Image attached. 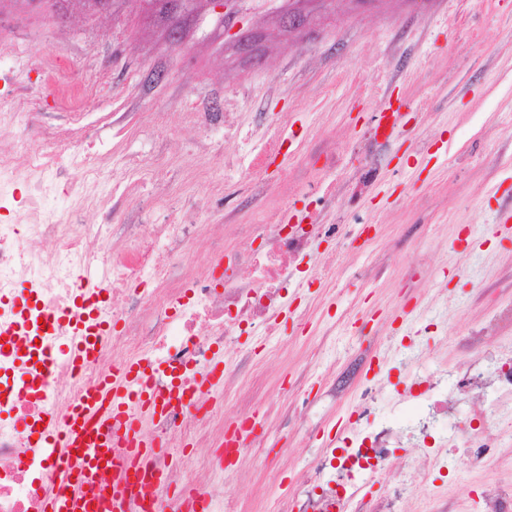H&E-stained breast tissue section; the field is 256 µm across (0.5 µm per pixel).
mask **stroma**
<instances>
[{
	"mask_svg": "<svg viewBox=\"0 0 512 512\" xmlns=\"http://www.w3.org/2000/svg\"><path fill=\"white\" fill-rule=\"evenodd\" d=\"M238 9L222 20L204 9L162 16L144 0L104 11L0 0V100L19 114L9 140L30 149L65 126L70 108L82 113L87 133L47 203L69 209L75 180L111 169L86 224L109 223L116 209L132 223L167 224L191 201L200 224L223 223L228 207L239 223H262L245 174L259 128L276 115L288 119V154L265 172L270 204L281 201L284 169L302 174L289 183L292 204L321 177L335 180V198L319 208L345 230L316 241L309 264L342 250L336 276L297 285L306 322L246 339L258 377L224 408L230 419L248 405L265 432L243 466L214 479L238 491L242 512H277L282 494L306 486L312 458L350 435L363 390L397 396L385 422L399 431L417 409L418 371L454 373L485 349L512 356L510 328L464 342L512 300V233L493 231L512 212V0H328L298 31L284 25L287 0ZM231 26L261 34L260 63L230 42ZM389 108L397 129L365 146L371 183L350 178L345 143ZM189 112H232L235 126L198 127ZM330 141L337 160L325 175L317 152ZM509 479L512 444L500 442L480 471L432 472L397 512H475L481 486Z\"/></svg>",
	"mask_w": 512,
	"mask_h": 512,
	"instance_id": "35a3bbf8",
	"label": "stroma"
}]
</instances>
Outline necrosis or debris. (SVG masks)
Returning a JSON list of instances; mask_svg holds the SVG:
<instances>
[{
  "label": "necrosis or debris",
  "instance_id": "1",
  "mask_svg": "<svg viewBox=\"0 0 512 512\" xmlns=\"http://www.w3.org/2000/svg\"><path fill=\"white\" fill-rule=\"evenodd\" d=\"M68 120V129L48 133L40 151L20 149L0 157V178L64 173L61 149L77 143L79 113H70ZM23 220L20 226L0 224V325L16 328L14 335L0 338V368L24 362V350L40 336L38 315L54 314L55 334L65 341L72 334L67 316L80 300L92 297L110 327L98 337L97 357L81 370L62 366L42 375L32 387L0 399V412L36 420L47 407L66 409L100 375L137 358L182 373L191 402L187 408L174 404L141 423L147 437L171 447L225 446L236 460H244L253 444L250 415L239 413L236 427L223 424L225 403L254 365L252 352L239 339L260 328L274 330L286 312L304 321V310L293 307L288 296V283L312 278L303 262L314 242L339 237L342 225L321 223L314 208L289 216L283 204L264 224H239L225 214V224L236 230L229 248L202 224H131L118 213L111 223L93 225L86 233L73 217L48 210L42 188L29 199ZM20 283L32 286L35 307L18 308L14 288ZM219 354L223 378L218 386L204 387L207 367ZM453 382L466 393H512V359L488 357L486 371H468ZM419 384L414 423L430 434L418 443L423 454L432 465L452 471L457 466L453 447L461 442L471 468H483L488 444L481 428L468 420L448 425L447 392L428 377ZM399 445V435L390 429L357 430L336 458L314 459L310 484L302 495L289 497L283 512H348L367 478L386 480L381 507L391 512L411 490L392 470ZM51 464L50 458L32 453L18 428L0 422V512H44L42 488ZM219 466L215 458L155 455L141 462L130 484L121 488L123 512H146L148 490L159 498L177 497L182 512H237L235 493L220 484L204 486L197 500L182 496L197 473Z\"/></svg>",
  "mask_w": 512,
  "mask_h": 512
}]
</instances>
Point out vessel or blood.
Segmentation results:
<instances>
[{
  "label": "vessel or blood",
  "instance_id": "vessel-or-blood-1",
  "mask_svg": "<svg viewBox=\"0 0 512 512\" xmlns=\"http://www.w3.org/2000/svg\"><path fill=\"white\" fill-rule=\"evenodd\" d=\"M84 322L73 325L78 335L68 351L47 349L41 365L61 358L79 368L96 354V339L84 335ZM165 400L155 396L148 374L138 359L114 367L111 374L88 387L64 414L47 415L35 440L36 448L54 457L56 474L45 494L46 512H122L119 497L91 494L96 474L111 469L114 488H121L141 459L155 453L156 441L135 426L134 410L163 412ZM126 465L112 468L116 453Z\"/></svg>",
  "mask_w": 512,
  "mask_h": 512
}]
</instances>
